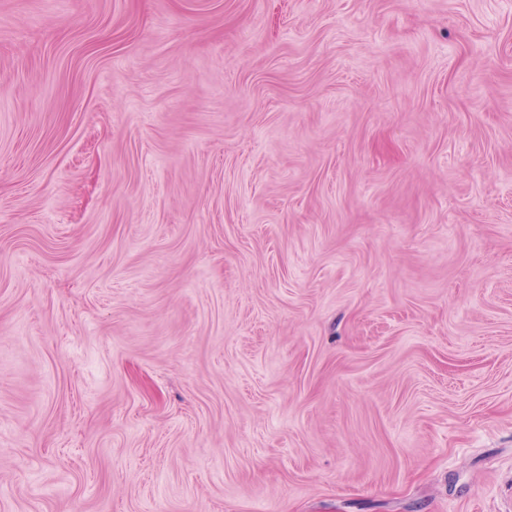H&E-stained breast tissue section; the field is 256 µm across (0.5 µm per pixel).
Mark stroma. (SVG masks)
<instances>
[{
	"label": "stroma",
	"instance_id": "stroma-1",
	"mask_svg": "<svg viewBox=\"0 0 512 512\" xmlns=\"http://www.w3.org/2000/svg\"><path fill=\"white\" fill-rule=\"evenodd\" d=\"M0 512H512V0H0Z\"/></svg>",
	"mask_w": 512,
	"mask_h": 512
}]
</instances>
